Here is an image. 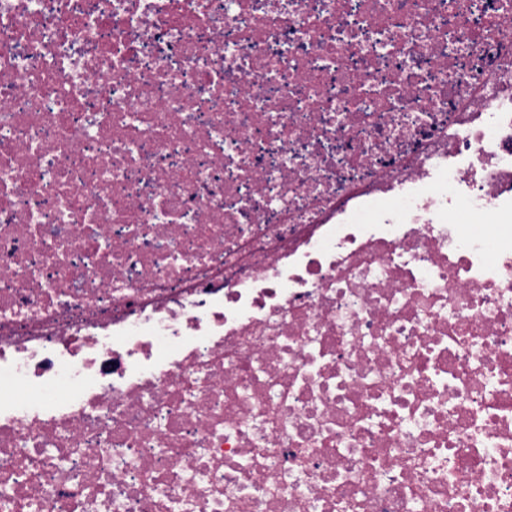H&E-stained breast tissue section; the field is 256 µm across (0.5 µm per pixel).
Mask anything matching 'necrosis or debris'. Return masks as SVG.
<instances>
[{
  "mask_svg": "<svg viewBox=\"0 0 512 512\" xmlns=\"http://www.w3.org/2000/svg\"><path fill=\"white\" fill-rule=\"evenodd\" d=\"M0 512H512V0H0Z\"/></svg>",
  "mask_w": 512,
  "mask_h": 512,
  "instance_id": "4bbe7bcc",
  "label": "necrosis or debris"
}]
</instances>
